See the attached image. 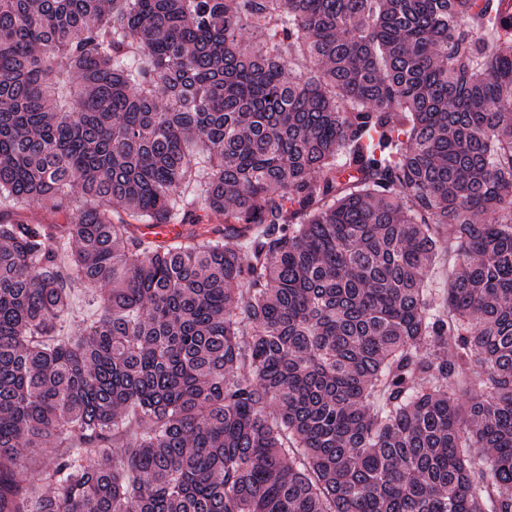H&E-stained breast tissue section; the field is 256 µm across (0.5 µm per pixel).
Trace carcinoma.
Returning <instances> with one entry per match:
<instances>
[{"instance_id":"1","label":"carcinoma","mask_w":512,"mask_h":512,"mask_svg":"<svg viewBox=\"0 0 512 512\" xmlns=\"http://www.w3.org/2000/svg\"><path fill=\"white\" fill-rule=\"evenodd\" d=\"M0 195V512H512V0H0ZM441 255L437 259L432 277L429 282L432 296L439 300L444 290L448 288V262L446 260V253L448 254V238L440 241Z\"/></svg>"}]
</instances>
